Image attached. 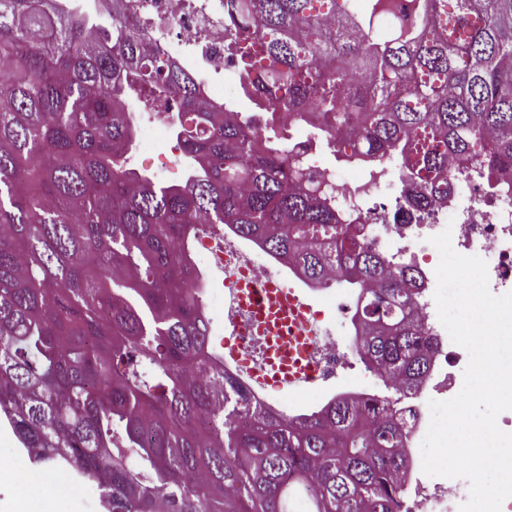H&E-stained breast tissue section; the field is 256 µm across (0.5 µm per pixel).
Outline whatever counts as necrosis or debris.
<instances>
[{
  "mask_svg": "<svg viewBox=\"0 0 512 512\" xmlns=\"http://www.w3.org/2000/svg\"><path fill=\"white\" fill-rule=\"evenodd\" d=\"M125 8L129 21L175 65L188 72L203 67L215 73V80L200 87L208 101L218 105L229 101L222 82L226 76L233 78L235 91H242L236 65L224 53L222 0H125ZM251 123L264 134L286 132L313 182L331 190L339 223L364 238L390 266L414 269L416 311L436 344L424 384L416 390L394 392L386 400V410L401 417L404 452L410 462L399 512H458L469 495L467 480L429 477L421 470L420 445L429 426V403L459 393L469 359L467 351L452 342L438 319L434 292L440 256L429 239L451 229L457 253L486 261L490 291L496 295L512 292V177L506 175L490 184L478 167L464 169L452 161L448 164L447 198L416 209L408 203L405 189L394 186L387 159L351 152L323 160L318 114L310 112L300 118L262 109L252 113ZM190 254L195 268L203 273L242 266L262 277L286 276L305 288L314 304L323 382L291 392L280 405L268 403L262 393H254V400L264 405L270 416L301 418L333 397H377L376 384L362 379L363 367L348 360L350 339L358 335L361 326V288L339 287L332 277L323 284L311 282L298 267L282 266L260 244H242L229 228L220 236L198 232Z\"/></svg>",
  "mask_w": 512,
  "mask_h": 512,
  "instance_id": "necrosis-or-debris-1",
  "label": "necrosis or debris"
}]
</instances>
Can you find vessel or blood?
Here are the masks:
<instances>
[{
    "label": "vessel or blood",
    "instance_id": "1",
    "mask_svg": "<svg viewBox=\"0 0 512 512\" xmlns=\"http://www.w3.org/2000/svg\"><path fill=\"white\" fill-rule=\"evenodd\" d=\"M224 287L237 313L225 325L224 364L255 388L285 393L316 379L317 339L310 306L285 280L260 279L239 271Z\"/></svg>",
    "mask_w": 512,
    "mask_h": 512
}]
</instances>
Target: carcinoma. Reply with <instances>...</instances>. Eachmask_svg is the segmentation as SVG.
I'll return each mask as SVG.
<instances>
[{"label": "carcinoma", "instance_id": "1", "mask_svg": "<svg viewBox=\"0 0 512 512\" xmlns=\"http://www.w3.org/2000/svg\"><path fill=\"white\" fill-rule=\"evenodd\" d=\"M0 0V414L33 459L100 484L111 512H393L402 426L338 400L270 421L209 365L203 289L184 250L230 225L306 277L362 284L357 352L413 388L433 346L407 267L336 219L288 137L257 145L197 78L122 20ZM224 40L269 110H314L325 140L448 194V157L512 174V0H224ZM165 106L188 160L165 185L131 165L130 95Z\"/></svg>", "mask_w": 512, "mask_h": 512}]
</instances>
